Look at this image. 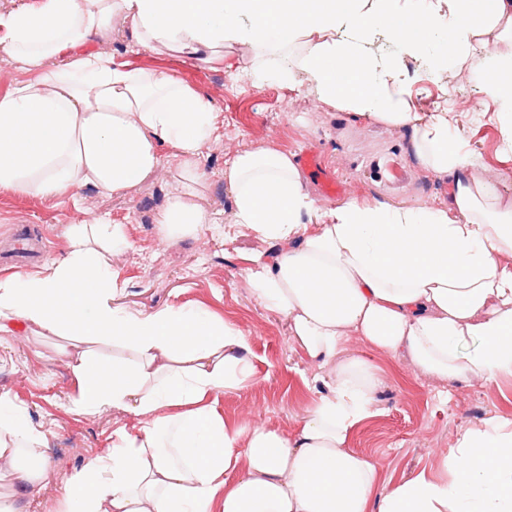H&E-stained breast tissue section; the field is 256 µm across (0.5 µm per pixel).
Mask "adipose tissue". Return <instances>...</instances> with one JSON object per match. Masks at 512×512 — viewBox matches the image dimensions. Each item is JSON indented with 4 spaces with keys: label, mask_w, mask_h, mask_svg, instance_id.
Returning <instances> with one entry per match:
<instances>
[{
    "label": "adipose tissue",
    "mask_w": 512,
    "mask_h": 512,
    "mask_svg": "<svg viewBox=\"0 0 512 512\" xmlns=\"http://www.w3.org/2000/svg\"><path fill=\"white\" fill-rule=\"evenodd\" d=\"M118 29L133 46L190 59L253 46L266 57L253 68L260 82L286 81L267 59L303 42L320 99L413 128L420 162L451 193L431 208L351 199L320 212L287 152L228 162L235 224L257 242L243 256L254 296L287 317L311 361L335 366L333 390L290 436L231 423L218 407L256 375L241 330L202 305L143 313L119 303L112 256L127 238L108 214L71 225L60 259L0 278V335L68 338L77 409L138 420L71 477L60 512H512V420L497 416L460 427L437 470L381 487L377 463L348 446L375 414L381 378L346 347L353 338L405 355L448 382L512 374V197L488 193L447 113L421 120L400 65L379 69L365 48L382 31L401 56L431 51L463 65L483 44L493 65L481 81L512 145V0H38L0 10V62L30 75L0 93V192L63 201L90 187L123 198L169 158L184 184L158 224L174 239L210 221L198 161L218 138L212 104L168 73L114 64L102 45ZM271 241L283 245L273 257ZM101 342L124 357L101 361ZM45 444L26 409L0 395V512H28L48 476Z\"/></svg>",
    "instance_id": "1"
}]
</instances>
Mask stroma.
Wrapping results in <instances>:
<instances>
[{"mask_svg": "<svg viewBox=\"0 0 512 512\" xmlns=\"http://www.w3.org/2000/svg\"><path fill=\"white\" fill-rule=\"evenodd\" d=\"M104 49L115 62L167 72L208 95L219 139L203 148L199 169L205 176L203 205L212 223L195 237H160L157 220L182 181L169 166L124 199H105L90 188L64 201L0 194V256L18 249L24 232L31 238L45 235L51 258H59L70 225L110 213L128 238L127 248L112 259V272L125 288L120 304L148 311L201 303L234 324L249 338L258 373L252 385L221 394L220 409L234 422L251 414L266 426L295 433L313 400L329 392L331 368L308 359L291 341L287 318L265 309L253 296L242 259L250 244L234 235L232 193L222 179L225 164L252 143L259 128L264 143L288 152L296 162L308 154L318 157L337 184L336 191L328 193L313 174H306V188L324 210L352 198L365 205L427 208L448 200L450 187L424 170L413 149L412 128L358 119L345 103L305 111L309 95L298 64L299 48L290 49L280 61L288 69L284 83L256 81L255 53L247 46L234 48L231 70L217 61L199 62L159 48L135 49L119 34ZM405 80L413 111L424 117L447 113L449 133L464 146L490 193L512 196V180L505 178L512 173V149L503 141L498 104L482 83L455 65L437 74L425 57L412 60ZM462 99L481 108V123L466 122L458 105ZM348 346L382 378L375 416L349 443L378 463L381 485L436 469L441 456L450 453L459 426L489 415L512 420V375L463 377L448 384L421 374L405 358L377 352L354 339ZM68 363L61 339L33 332L0 335V394L24 407L32 425L47 438L49 475L29 512H57L68 478L91 458L111 450L115 425L136 423L128 414L91 418L76 410Z\"/></svg>", "mask_w": 512, "mask_h": 512, "instance_id": "1", "label": "stroma"}]
</instances>
